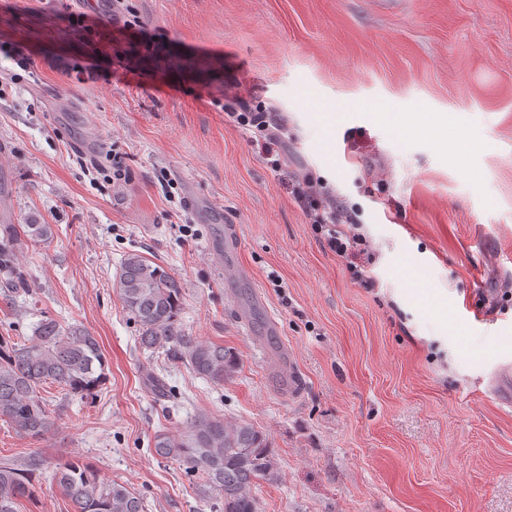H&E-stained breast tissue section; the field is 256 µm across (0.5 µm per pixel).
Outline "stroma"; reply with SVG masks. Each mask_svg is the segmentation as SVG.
Wrapping results in <instances>:
<instances>
[{"label":"stroma","mask_w":512,"mask_h":512,"mask_svg":"<svg viewBox=\"0 0 512 512\" xmlns=\"http://www.w3.org/2000/svg\"><path fill=\"white\" fill-rule=\"evenodd\" d=\"M126 6L122 27L93 0H0V216L54 229L24 248L32 293L0 299V336L24 343L42 311L87 328L107 361L95 396L45 386L44 437L0 420V459L77 457L146 512H211L184 465L151 452L156 432L205 413L268 437L278 478L253 485L259 512H512V407L491 390L496 362L512 361V0ZM246 110L284 124V171L234 121ZM380 111L428 121L399 139ZM315 112L338 113L330 134ZM444 117L483 148L446 154ZM87 144L121 155L124 180L96 185ZM295 177L351 215L378 288L324 248ZM229 224L239 281L220 267ZM132 251L180 281L186 335L238 354L224 385L141 349L115 286ZM413 270L447 319L416 301ZM282 347L303 378L292 396L271 375ZM149 368L175 397L147 388Z\"/></svg>","instance_id":"1"}]
</instances>
